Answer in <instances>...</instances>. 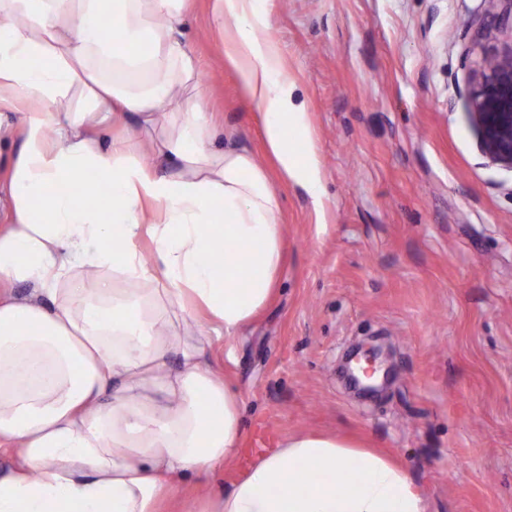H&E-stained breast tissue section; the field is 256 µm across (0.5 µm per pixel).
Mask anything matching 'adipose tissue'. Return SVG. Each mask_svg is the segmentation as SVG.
<instances>
[{
	"instance_id": "adipose-tissue-1",
	"label": "adipose tissue",
	"mask_w": 512,
	"mask_h": 512,
	"mask_svg": "<svg viewBox=\"0 0 512 512\" xmlns=\"http://www.w3.org/2000/svg\"><path fill=\"white\" fill-rule=\"evenodd\" d=\"M185 0H0V512H160L232 461L243 406L207 355L271 301L285 261L268 173L193 96ZM283 178L321 163L258 0H212ZM160 125L156 139L132 122ZM15 284L26 295L10 293ZM199 512H427L392 457L301 433Z\"/></svg>"
}]
</instances>
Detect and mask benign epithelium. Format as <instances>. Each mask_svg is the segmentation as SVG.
Segmentation results:
<instances>
[{
  "label": "benign epithelium",
  "instance_id": "benign-epithelium-1",
  "mask_svg": "<svg viewBox=\"0 0 512 512\" xmlns=\"http://www.w3.org/2000/svg\"><path fill=\"white\" fill-rule=\"evenodd\" d=\"M485 19L494 24H512V0H484ZM470 110L478 146L493 165L512 170V44L507 45L473 74ZM385 351L377 346H358L344 358L340 372L358 384L351 363L365 358L373 364Z\"/></svg>",
  "mask_w": 512,
  "mask_h": 512
}]
</instances>
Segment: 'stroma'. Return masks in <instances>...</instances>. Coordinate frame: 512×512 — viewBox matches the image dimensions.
Masks as SVG:
<instances>
[{"instance_id": "1", "label": "stroma", "mask_w": 512, "mask_h": 512, "mask_svg": "<svg viewBox=\"0 0 512 512\" xmlns=\"http://www.w3.org/2000/svg\"><path fill=\"white\" fill-rule=\"evenodd\" d=\"M322 159L320 200L274 181L287 255L279 289L213 364L244 403L224 489L291 434H351L412 474L429 512H512V171L471 126L469 77L511 37L479 35L481 0H268ZM185 37L200 107L262 154L259 110L226 58L211 0ZM389 349L376 398L350 390L351 345Z\"/></svg>"}]
</instances>
